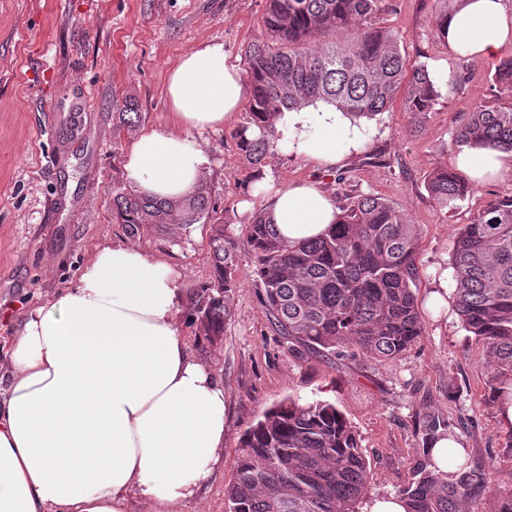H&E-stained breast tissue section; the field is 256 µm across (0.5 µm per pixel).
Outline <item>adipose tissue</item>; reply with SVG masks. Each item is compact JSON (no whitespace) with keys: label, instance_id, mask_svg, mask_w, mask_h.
I'll return each instance as SVG.
<instances>
[{"label":"adipose tissue","instance_id":"adipose-tissue-1","mask_svg":"<svg viewBox=\"0 0 512 512\" xmlns=\"http://www.w3.org/2000/svg\"><path fill=\"white\" fill-rule=\"evenodd\" d=\"M453 55L484 62L512 46L506 0H461L442 30ZM166 95L181 134H140L125 158L131 185L182 199L207 157L189 133L239 110L245 84L223 43L184 53ZM278 148L333 167L369 145L375 128L323 105L283 113ZM457 171L481 185L512 169V153L462 146ZM288 242L324 234L336 206L315 184L265 205ZM181 289L160 257L125 243L97 249L77 284L29 314L0 392V512H130L133 500L174 512L224 457V386L192 356Z\"/></svg>","mask_w":512,"mask_h":512}]
</instances>
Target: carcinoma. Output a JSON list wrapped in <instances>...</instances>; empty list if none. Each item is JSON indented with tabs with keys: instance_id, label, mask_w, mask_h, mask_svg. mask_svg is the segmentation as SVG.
Listing matches in <instances>:
<instances>
[{
	"instance_id": "1",
	"label": "carcinoma",
	"mask_w": 512,
	"mask_h": 512,
	"mask_svg": "<svg viewBox=\"0 0 512 512\" xmlns=\"http://www.w3.org/2000/svg\"><path fill=\"white\" fill-rule=\"evenodd\" d=\"M380 0H266L264 28L246 50L252 98L233 133L248 167L259 170L276 151L275 121L318 101L354 119L390 109L404 93L403 110L417 119L434 110L440 92L428 69L408 70L397 34L375 23ZM493 82L512 93V59L496 67ZM115 130L139 119L132 98L112 100ZM260 136L248 139L251 127ZM458 145L512 151V104L479 106L456 134ZM427 189L443 206L473 190L446 167L430 174ZM117 223L186 227L213 223L209 240L213 281L196 306L200 330L215 337L232 321L240 257L235 237L215 218L204 184L181 200L137 190L113 196ZM246 241L260 299L288 342L324 355L348 349L393 360L423 335L413 286L419 278L418 225L399 206L359 196L322 237L293 244L281 239L266 212L253 214ZM451 268L455 307L464 329L488 357L487 385L502 406L512 404V198L494 200L464 225ZM459 439L433 415L424 438ZM454 485L425 448L399 497L406 512H469L466 504L489 485L486 468L470 463L468 448L448 449ZM368 463L356 432L330 402L290 400L267 410L242 436L236 481L224 491L227 512H356L366 495Z\"/></svg>"
}]
</instances>
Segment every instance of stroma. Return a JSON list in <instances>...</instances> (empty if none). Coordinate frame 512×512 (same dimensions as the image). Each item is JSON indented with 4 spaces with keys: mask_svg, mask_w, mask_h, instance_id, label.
Masks as SVG:
<instances>
[{
    "mask_svg": "<svg viewBox=\"0 0 512 512\" xmlns=\"http://www.w3.org/2000/svg\"><path fill=\"white\" fill-rule=\"evenodd\" d=\"M436 0H382L379 25L399 37L409 64L449 63L467 74L441 90L416 122L394 101L371 120L377 135L331 168L308 155L275 151L261 169L272 185L316 182L336 205L373 194L406 209L420 232L417 304L423 334L398 358L290 352L262 306L250 260H242L234 317L223 336L200 331L189 292L213 278L209 224L133 232L117 223L112 197L127 189L124 156L133 141L116 134L112 101L132 96L138 131H175L166 80L178 58L205 42L223 43L239 68L245 49L265 37V0H0V367L28 315L77 282L96 250L114 241L162 257L185 298L181 329L191 352L224 383V460L178 512H226L244 432L269 408L293 399L333 403L356 431L368 462L367 498L397 494L422 457L425 415L449 421L475 465L492 464L490 488L470 512H498L512 499V450L487 388L486 354L463 329L454 305L432 314L458 234L485 205L512 198V171L476 187L455 206L427 190L429 175L454 164L455 134L478 106L505 105L494 65L454 56L435 27ZM237 121L195 133L208 165L203 176L217 214L243 239L250 213L240 201L255 180L231 137Z\"/></svg>",
    "mask_w": 512,
    "mask_h": 512,
    "instance_id": "stroma-1",
    "label": "stroma"
}]
</instances>
